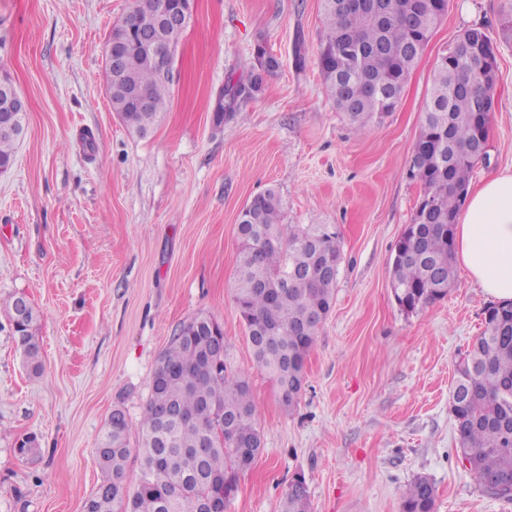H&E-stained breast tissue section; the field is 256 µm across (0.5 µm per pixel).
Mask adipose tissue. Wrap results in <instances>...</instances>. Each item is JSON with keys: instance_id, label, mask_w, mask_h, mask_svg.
Returning a JSON list of instances; mask_svg holds the SVG:
<instances>
[{"instance_id": "adipose-tissue-1", "label": "adipose tissue", "mask_w": 512, "mask_h": 512, "mask_svg": "<svg viewBox=\"0 0 512 512\" xmlns=\"http://www.w3.org/2000/svg\"><path fill=\"white\" fill-rule=\"evenodd\" d=\"M454 243L458 263L485 294L512 301V169L470 192L454 227Z\"/></svg>"}]
</instances>
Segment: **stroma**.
<instances>
[{
  "instance_id": "35a3bbf8",
  "label": "stroma",
  "mask_w": 512,
  "mask_h": 512,
  "mask_svg": "<svg viewBox=\"0 0 512 512\" xmlns=\"http://www.w3.org/2000/svg\"><path fill=\"white\" fill-rule=\"evenodd\" d=\"M133 0H0V77L29 104L0 176V512H82L102 481L97 440L114 409L139 423L160 352L204 312L250 378L263 449L227 512H281L304 474L311 512H400L419 475L435 512H512L459 460L455 366L491 300L456 268L415 312L391 289L395 246L421 188L410 176L432 74L458 35L498 46L488 159L472 185L512 168V41L500 0H448L395 110L356 133L321 76V0H195L170 97L141 136L113 112L105 45ZM279 62L217 119L226 85H249L255 49ZM92 132L94 148L81 137ZM275 188L288 224H332L334 306L287 410L254 361L233 301L238 215ZM37 313L43 371H27L11 304ZM37 437L36 455L18 445Z\"/></svg>"
}]
</instances>
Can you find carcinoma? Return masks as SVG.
Instances as JSON below:
<instances>
[{"mask_svg":"<svg viewBox=\"0 0 512 512\" xmlns=\"http://www.w3.org/2000/svg\"><path fill=\"white\" fill-rule=\"evenodd\" d=\"M325 26L319 41L323 80L336 109L354 130L393 111L431 34L444 15L433 0H321ZM131 22L158 23L156 0H134ZM501 32L512 40V0H503ZM496 44L482 25L466 28L434 70L411 176L421 187L412 219L395 247L392 288L398 304L415 312L448 294L455 280L454 225L478 164L470 146L475 116L494 101L496 71L488 63ZM170 81L161 78L138 45L125 48L107 94L112 110L144 136L166 111ZM151 105L139 108L133 93ZM241 86L224 89L218 118L234 112ZM16 141L0 129V166L15 161ZM279 193L254 196L238 217L234 301L254 359L274 383L282 404L297 407L306 358L331 311L339 268V233L331 224H285ZM37 313L26 305L13 330L31 374L42 370L32 330ZM222 326L200 312L182 323L158 357L140 425L108 419L96 454L103 479L82 512H209L227 509L229 489L262 450L249 377L230 365ZM460 459L488 494L512 501V302L485 311L483 330L459 361L452 387ZM138 433V448L131 436ZM141 459L136 489L127 484L132 451ZM436 489L413 479L402 512H434ZM281 512H310L308 495L289 488Z\"/></svg>","mask_w":512,"mask_h":512,"instance_id":"1","label":"carcinoma"}]
</instances>
